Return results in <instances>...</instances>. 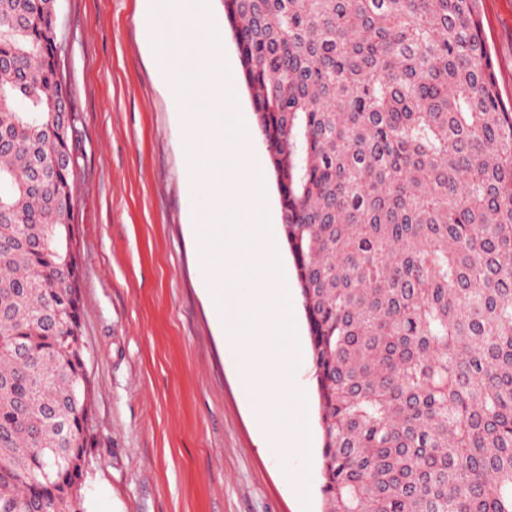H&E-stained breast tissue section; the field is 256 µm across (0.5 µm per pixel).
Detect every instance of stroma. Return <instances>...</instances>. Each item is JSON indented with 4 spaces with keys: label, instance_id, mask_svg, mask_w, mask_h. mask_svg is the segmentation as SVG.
<instances>
[{
    "label": "stroma",
    "instance_id": "35a3bbf8",
    "mask_svg": "<svg viewBox=\"0 0 512 512\" xmlns=\"http://www.w3.org/2000/svg\"><path fill=\"white\" fill-rule=\"evenodd\" d=\"M145 0H58L60 73L79 131L72 247L92 388L85 512H324L311 365L309 497L282 464L240 385L200 279L182 181L184 108L155 72ZM499 95L512 104V0H480Z\"/></svg>",
    "mask_w": 512,
    "mask_h": 512
}]
</instances>
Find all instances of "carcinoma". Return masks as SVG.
<instances>
[{"mask_svg":"<svg viewBox=\"0 0 512 512\" xmlns=\"http://www.w3.org/2000/svg\"><path fill=\"white\" fill-rule=\"evenodd\" d=\"M478 0H224L310 333L325 512H512V110ZM54 0H0V512H84Z\"/></svg>","mask_w":512,"mask_h":512,"instance_id":"cac0c4a2","label":"carcinoma"}]
</instances>
